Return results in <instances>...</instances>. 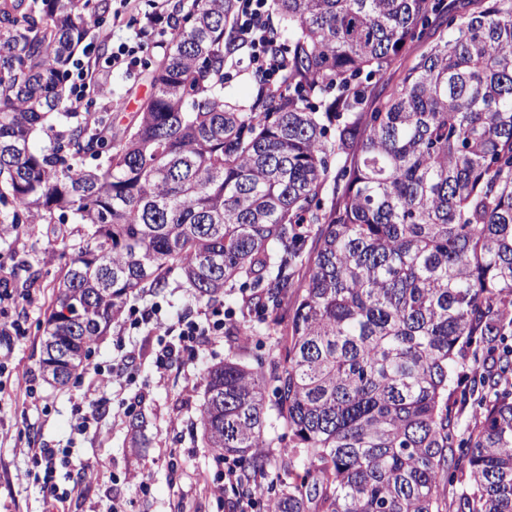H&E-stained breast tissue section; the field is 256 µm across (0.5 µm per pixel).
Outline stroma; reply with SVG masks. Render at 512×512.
I'll return each instance as SVG.
<instances>
[{
  "label": "stroma",
  "instance_id": "obj_1",
  "mask_svg": "<svg viewBox=\"0 0 512 512\" xmlns=\"http://www.w3.org/2000/svg\"><path fill=\"white\" fill-rule=\"evenodd\" d=\"M134 36V28L127 26L109 35L92 32L88 41L93 51L83 59L90 71L108 74L112 120L118 130L130 124L150 96L148 67L162 54L152 48L131 71L108 70L113 46ZM79 236V225L58 217L0 236V277L8 278L17 296L10 316L22 327L11 346L12 370L0 376V512L49 510L39 483L21 478L29 465V448L69 449L67 464L57 469L60 488L70 493L66 512H107L115 501L127 512H235L236 495L219 498L213 493L224 475V461L205 448L201 438L205 373L230 356L249 364L282 359L272 328L267 321L249 317V344L218 332L206 339L197 355L180 359L165 376H158L155 357L167 329L189 316L201 321L218 311L241 310V288L225 287L223 295L211 301L196 297L183 278L173 275L162 291H138L127 299V313L98 339L84 370L67 385L47 383L39 360L51 310V283L69 261V247ZM150 309L156 312L155 323L135 325L134 311ZM128 351L137 357L133 379L90 393L94 367L118 366ZM92 402L100 411L98 424L75 432L80 410ZM122 402L145 418L139 444H132L128 419L118 411ZM140 472L149 474V490L137 483Z\"/></svg>",
  "mask_w": 512,
  "mask_h": 512
}]
</instances>
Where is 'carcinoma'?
<instances>
[{
	"mask_svg": "<svg viewBox=\"0 0 512 512\" xmlns=\"http://www.w3.org/2000/svg\"><path fill=\"white\" fill-rule=\"evenodd\" d=\"M237 5L178 0L133 122L89 112L35 149L50 116L74 118L70 68L108 5L0 0V232L56 213L86 228L44 376L66 384L127 297L175 272L210 300L240 282L273 324L294 291L283 360L207 373L199 423L238 492L263 476L272 512H447L448 486L453 512H512V0L457 12L385 95L373 81L445 0H273L283 86L246 100L224 95L250 52Z\"/></svg>",
	"mask_w": 512,
	"mask_h": 512,
	"instance_id": "cac0c4a2",
	"label": "carcinoma"
}]
</instances>
